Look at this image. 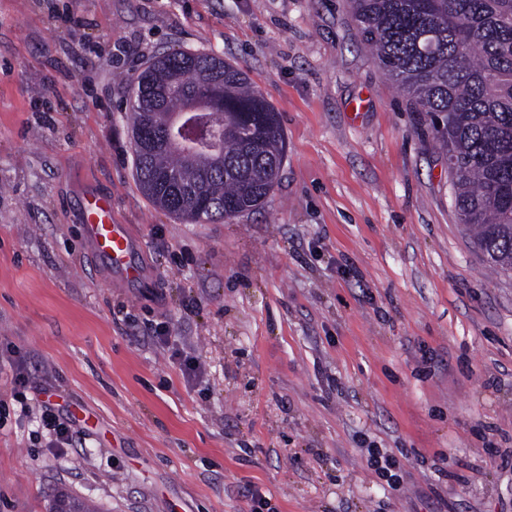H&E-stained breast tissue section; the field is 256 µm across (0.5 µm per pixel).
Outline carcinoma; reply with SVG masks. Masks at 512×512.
Here are the masks:
<instances>
[{"label":"carcinoma","mask_w":512,"mask_h":512,"mask_svg":"<svg viewBox=\"0 0 512 512\" xmlns=\"http://www.w3.org/2000/svg\"><path fill=\"white\" fill-rule=\"evenodd\" d=\"M385 75L432 118L448 156L453 204L491 266L512 273V0H349ZM211 101L194 126L224 138V159L161 138L134 145L139 185L159 208L196 222L261 209L279 180L286 143L277 113L237 67L210 53L163 52L137 77L133 126L158 133L186 111L187 94ZM49 512H98L57 493Z\"/></svg>","instance_id":"obj_1"}]
</instances>
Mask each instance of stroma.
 <instances>
[{
  "label": "stroma",
  "instance_id": "obj_1",
  "mask_svg": "<svg viewBox=\"0 0 512 512\" xmlns=\"http://www.w3.org/2000/svg\"><path fill=\"white\" fill-rule=\"evenodd\" d=\"M163 51L223 57L278 112L262 209L196 224L142 192L128 103ZM90 193L153 287L90 259ZM19 373L77 445L0 407V512L60 489L100 512H512V275L347 0H0V384ZM42 413L39 416V422L43 428L49 431L50 440L48 447H72L75 442V432L72 425L66 423L60 418V409L55 410L50 404L42 405Z\"/></svg>",
  "mask_w": 512,
  "mask_h": 512
}]
</instances>
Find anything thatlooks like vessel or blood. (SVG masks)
Masks as SVG:
<instances>
[{"instance_id": "vessel-or-blood-1", "label": "vessel or blood", "mask_w": 512, "mask_h": 512, "mask_svg": "<svg viewBox=\"0 0 512 512\" xmlns=\"http://www.w3.org/2000/svg\"><path fill=\"white\" fill-rule=\"evenodd\" d=\"M81 226L86 248L110 274L123 282L152 283L150 270L133 258L137 241L129 226L112 220L111 197L91 196L83 208Z\"/></svg>"}]
</instances>
